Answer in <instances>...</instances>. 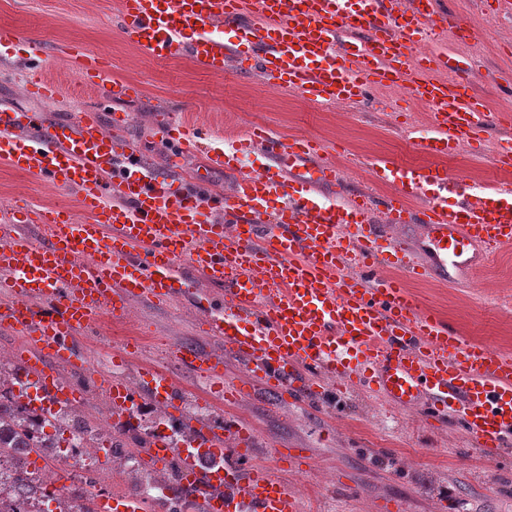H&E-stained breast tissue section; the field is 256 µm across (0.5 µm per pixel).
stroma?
I'll use <instances>...</instances> for the list:
<instances>
[{
  "instance_id": "35a3bbf8",
  "label": "stroma",
  "mask_w": 512,
  "mask_h": 512,
  "mask_svg": "<svg viewBox=\"0 0 512 512\" xmlns=\"http://www.w3.org/2000/svg\"><path fill=\"white\" fill-rule=\"evenodd\" d=\"M116 7L117 0H0V26L20 35L19 43L0 46V102L24 112H46L60 121L91 114L107 128L113 113H126L125 137L164 171L172 147L161 125L171 118L205 127L216 139L262 123L286 136L306 134L323 140L336 149L348 192L373 190L374 163H432L417 144L431 114L407 89L379 90L365 104L329 106L309 101L300 91L273 87L256 72L212 75L182 55L157 64L114 27ZM448 17L476 29L478 40L455 44L447 28L424 46V53L458 60L470 74L473 91L488 100L491 111L512 113V97L501 90L512 80V13L492 12L485 0H449ZM33 40L42 44L48 58L46 78L61 91L56 101L24 92L30 77L26 55ZM72 46L105 59L113 77L141 86L142 97L109 101L99 96L67 57ZM229 110L236 121L228 128L224 115ZM503 134L499 125H491L480 147L460 142L444 158V166L470 183L498 178L493 156ZM58 204L77 208V196L0 166V206L41 209ZM406 286L463 336L512 354V249L480 266L474 277L461 276L451 283L410 279ZM107 336L136 340L137 349L125 368L131 384L140 383L145 367L164 368L184 392L186 412L198 406L208 384L176 362L170 346L194 345L213 355L224 351L223 341L205 333L200 312L181 301L157 307L136 300L123 322H102L84 344L89 367H99L98 341ZM234 410L256 429L259 460H268L271 449L281 444L304 449L307 465L289 469L286 478L306 512H382L388 502L401 505L402 512H512V450L486 461L455 423L428 427L418 410L393 408L365 392L320 408L270 394L245 397ZM163 413L160 406L146 404L132 422L113 427V441L141 453L139 438Z\"/></svg>"
}]
</instances>
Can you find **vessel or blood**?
I'll list each match as a JSON object with an SVG mask.
<instances>
[{
    "label": "vessel or blood",
    "mask_w": 512,
    "mask_h": 512,
    "mask_svg": "<svg viewBox=\"0 0 512 512\" xmlns=\"http://www.w3.org/2000/svg\"><path fill=\"white\" fill-rule=\"evenodd\" d=\"M122 33L150 59L186 54L195 67L222 75L257 71L308 100L350 103L381 88H407L435 122L423 139L435 157L458 141L480 143L491 114L465 93L466 71L447 55L418 47L444 22L443 0H119ZM238 40L226 42L227 32ZM30 94L58 95L30 44ZM87 82L107 96L131 99L141 88L116 80L107 63L76 51ZM84 117L48 120L0 104V164L76 192L83 219L66 206L0 213V330L21 333L16 364L56 398L73 399L66 370L84 367L82 332L101 315L119 322L134 299L165 305L186 297L190 279L210 286L203 310L208 335L247 379L224 376L223 358L176 345L180 364L209 383L207 398L232 406L245 395L272 392L312 402L368 388L395 407L417 408L426 422H460L486 460L512 440V356L468 342L446 319L423 308L399 270L425 274L473 271L484 257L512 245V182L473 184L459 193L447 168H404L387 161L372 169L389 193L330 195L340 170L326 145L306 135L282 136L254 124L231 148H213L209 166L235 173L231 192L215 191L206 174L176 184L119 134ZM198 126L169 121L174 155L196 146ZM261 151L259 170L244 155ZM386 221L374 223L373 213ZM390 224L421 225L428 263L385 246ZM136 388L120 374L93 372L112 420L127 423L150 401L180 415L182 398L159 370L144 371ZM195 442L213 465L180 455L177 486L200 512H303L280 475L302 458L278 448L266 465L253 463L255 433L225 414L214 425L190 418Z\"/></svg>",
    "instance_id": "vessel-or-blood-1"
}]
</instances>
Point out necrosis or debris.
I'll use <instances>...</instances> for the list:
<instances>
[{
  "mask_svg": "<svg viewBox=\"0 0 512 512\" xmlns=\"http://www.w3.org/2000/svg\"><path fill=\"white\" fill-rule=\"evenodd\" d=\"M22 406L18 431L33 438L29 456L0 448V512H67V500L77 498L94 512L99 487L112 458V435L104 422L74 428L69 403L58 401L41 387L22 383L6 392ZM39 466H30V458ZM26 494H18V484Z\"/></svg>",
  "mask_w": 512,
  "mask_h": 512,
  "instance_id": "4bbe7bcc",
  "label": "necrosis or debris"
}]
</instances>
